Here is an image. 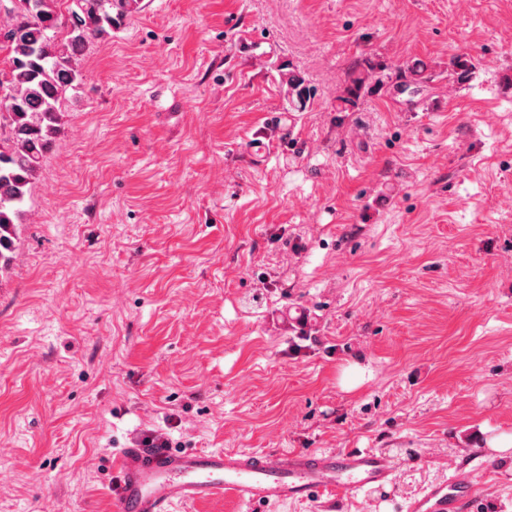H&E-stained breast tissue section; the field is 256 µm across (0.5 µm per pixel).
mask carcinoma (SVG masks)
<instances>
[{"label":"carcinoma","instance_id":"cac0c4a2","mask_svg":"<svg viewBox=\"0 0 512 512\" xmlns=\"http://www.w3.org/2000/svg\"><path fill=\"white\" fill-rule=\"evenodd\" d=\"M11 0L3 26L9 71L0 81V271L11 262L25 202L45 154L62 125L60 102L83 80V57L94 42L112 38V29L142 10V0ZM66 35L57 36L60 23ZM476 64L468 56L452 62L457 80L472 78ZM378 66L360 59L352 69L338 112L357 104ZM403 83L425 87L427 67L417 60Z\"/></svg>","mask_w":512,"mask_h":512}]
</instances>
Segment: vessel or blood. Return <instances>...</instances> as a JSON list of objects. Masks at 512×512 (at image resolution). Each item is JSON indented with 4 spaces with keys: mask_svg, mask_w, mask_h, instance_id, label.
<instances>
[{
    "mask_svg": "<svg viewBox=\"0 0 512 512\" xmlns=\"http://www.w3.org/2000/svg\"><path fill=\"white\" fill-rule=\"evenodd\" d=\"M113 512H170L175 504H200L231 496L242 504L302 502L326 491L342 501L390 483L395 468L383 453L157 451L122 449ZM474 490L472 471L459 469L429 485L409 512H465Z\"/></svg>",
    "mask_w": 512,
    "mask_h": 512,
    "instance_id": "1",
    "label": "vessel or blood"
}]
</instances>
